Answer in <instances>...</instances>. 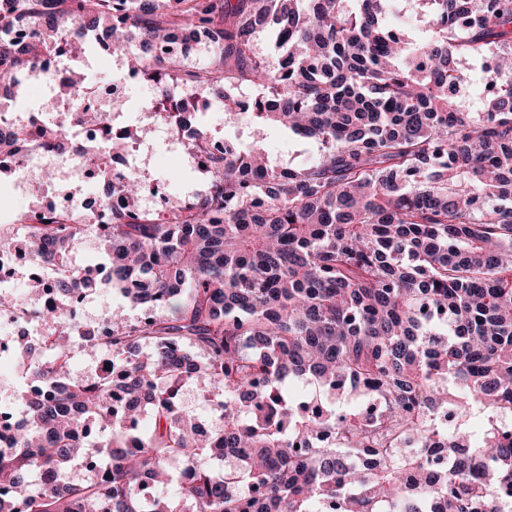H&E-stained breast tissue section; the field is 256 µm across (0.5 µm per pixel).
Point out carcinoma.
I'll use <instances>...</instances> for the list:
<instances>
[{
	"instance_id": "carcinoma-1",
	"label": "carcinoma",
	"mask_w": 512,
	"mask_h": 512,
	"mask_svg": "<svg viewBox=\"0 0 512 512\" xmlns=\"http://www.w3.org/2000/svg\"><path fill=\"white\" fill-rule=\"evenodd\" d=\"M44 2L0 0V30L35 19L82 55L77 28L108 26L109 54L163 85L146 103L160 119L218 103L319 157L226 145L205 155V189L161 215L136 174L109 181L108 287L150 308L59 337L48 361L23 354L40 390L0 452V512H512V0H415L429 34L414 43L390 22L398 0ZM271 23L276 65L255 48ZM177 27L210 36L204 63L134 50ZM47 49L0 37V76ZM457 59L491 88L476 112L448 92L471 81ZM243 83L264 95L242 103ZM39 108L49 140L53 99ZM24 149L18 133L0 158ZM28 220L30 256L70 265L83 225ZM97 279L89 264L56 282L44 317ZM76 346L112 371L73 376ZM299 378L322 410L293 398ZM189 382L213 396L206 429L179 406ZM404 435L418 447H395Z\"/></svg>"
}]
</instances>
